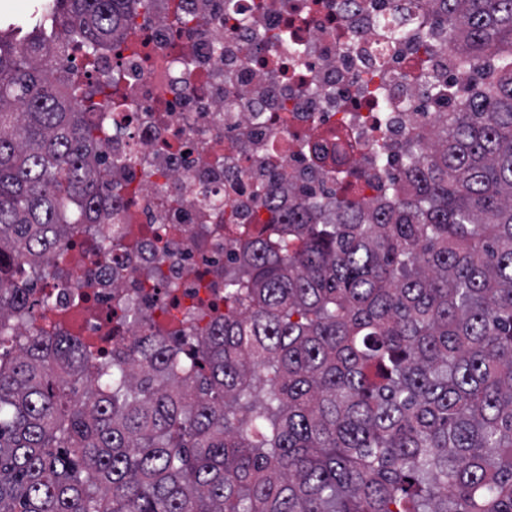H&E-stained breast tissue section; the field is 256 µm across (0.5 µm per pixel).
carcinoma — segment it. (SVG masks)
I'll return each instance as SVG.
<instances>
[{
	"label": "carcinoma",
	"mask_w": 512,
	"mask_h": 512,
	"mask_svg": "<svg viewBox=\"0 0 512 512\" xmlns=\"http://www.w3.org/2000/svg\"><path fill=\"white\" fill-rule=\"evenodd\" d=\"M152 9L56 0L65 40L0 34V512H512V0H408L474 88L406 183L336 198L334 224L269 199L191 361L151 335L74 377L52 366L77 343L11 322V268L48 276L102 190L104 129L46 59L77 42L91 65Z\"/></svg>",
	"instance_id": "1"
}]
</instances>
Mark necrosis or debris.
Listing matches in <instances>:
<instances>
[{
    "instance_id": "obj_1",
    "label": "necrosis or debris",
    "mask_w": 512,
    "mask_h": 512,
    "mask_svg": "<svg viewBox=\"0 0 512 512\" xmlns=\"http://www.w3.org/2000/svg\"><path fill=\"white\" fill-rule=\"evenodd\" d=\"M248 30L225 24V4ZM399 0H155L144 30L115 34L83 85L111 78L91 220L68 228L46 261L53 277L17 268L14 287L40 304L14 315L26 336H80L88 372L140 337L194 336L224 319V273L236 250L224 214L256 228L266 198L369 206L396 183L409 146L425 140L446 100L426 101L407 75L427 29L413 19L385 38ZM298 16L292 46L268 44ZM344 139L336 141L332 133ZM121 234L106 256L99 240Z\"/></svg>"
}]
</instances>
